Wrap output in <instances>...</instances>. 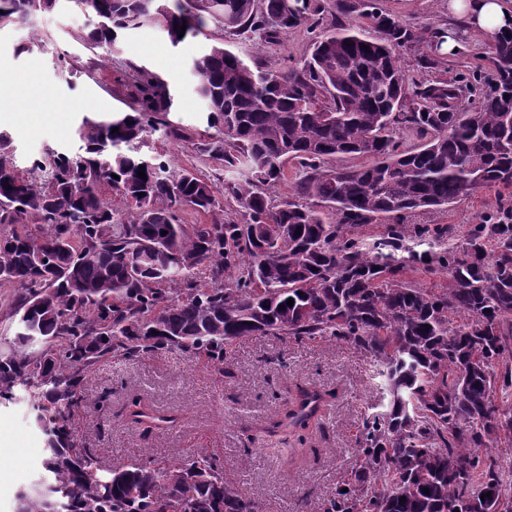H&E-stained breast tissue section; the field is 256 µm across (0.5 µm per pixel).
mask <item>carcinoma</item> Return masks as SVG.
Masks as SVG:
<instances>
[{
	"label": "carcinoma",
	"mask_w": 512,
	"mask_h": 512,
	"mask_svg": "<svg viewBox=\"0 0 512 512\" xmlns=\"http://www.w3.org/2000/svg\"><path fill=\"white\" fill-rule=\"evenodd\" d=\"M282 3L193 0L192 12L155 19L154 0H0V26L74 5L106 56L145 24L204 39L191 61L206 107L201 150L224 162L231 208L217 212L211 182L152 144L159 130L184 135L173 95L145 67L131 66V111L83 116L77 151L51 148L21 171L0 132V224L11 225L0 285L18 289L15 340L43 345L0 355V400L24 390L45 437V481L16 512H260L210 456L106 466L68 424L101 361L170 352L222 371L233 342L258 332L346 340L380 379L387 404L359 432L360 469L323 512H512L503 468L479 453L512 439L499 422L512 417V205L460 244L447 225L400 223L480 188L512 189V32L495 40L493 87L461 109L478 78L410 80L401 50L419 35L380 0L334 3L373 34L336 23L326 0L291 13ZM210 19L241 41L320 34L302 67L275 69L209 38ZM399 129L423 143L399 149ZM290 162L292 193L276 197ZM186 208L213 218L185 224ZM370 224L383 230L361 235ZM419 268L448 287H421L408 277ZM336 397L300 385L265 429L303 445ZM129 417L146 435L176 422L137 397Z\"/></svg>",
	"instance_id": "carcinoma-1"
}]
</instances>
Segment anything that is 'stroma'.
<instances>
[{
  "instance_id": "35a3bbf8",
  "label": "stroma",
  "mask_w": 512,
  "mask_h": 512,
  "mask_svg": "<svg viewBox=\"0 0 512 512\" xmlns=\"http://www.w3.org/2000/svg\"><path fill=\"white\" fill-rule=\"evenodd\" d=\"M383 7L414 27L421 41L405 63L417 80L429 79L423 60L430 55L433 33L454 28L460 48L445 59L449 81L475 70L490 78L492 41L474 34L448 14V0H381ZM208 33L232 50L282 69L302 66L313 33L300 27L278 42L256 49L252 42L226 37L209 23ZM88 28L69 12L43 14L30 22L0 29V109L13 113L0 121L9 135L14 161L26 170L33 155L74 144V130L87 103L99 112L129 109V64L143 65L167 82L178 99L172 119L185 136L176 140L155 132L176 167L211 180L216 199L224 197V166L200 149L204 127L202 101L189 70L201 41L186 38L171 45L152 25L123 31L109 59L87 43ZM39 36L38 49L20 47ZM498 192L481 189L446 209L408 215L410 224H447L463 235L480 216L496 206ZM305 380L340 397L310 440L317 456L288 470L284 460L249 442L252 430L280 409L288 386ZM85 400L70 418L84 447L104 461L132 463L148 458L178 460L190 454L216 457L227 478L239 482L261 512H323L324 500L358 467V431L384 402L376 388L372 361L350 342L323 339L287 342L265 334L245 336L233 346L230 365L216 372L186 356L163 353L128 360L115 357L98 363L84 380ZM138 395L156 409L177 415L173 427L142 436L125 417V404ZM44 440L33 424L25 392L0 405V512H15L16 495L30 488L42 473Z\"/></svg>"
}]
</instances>
